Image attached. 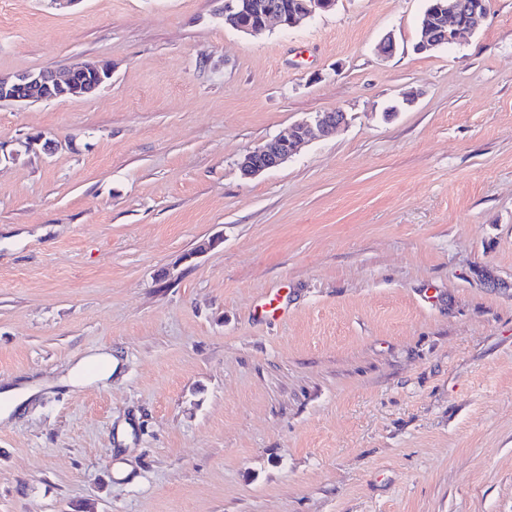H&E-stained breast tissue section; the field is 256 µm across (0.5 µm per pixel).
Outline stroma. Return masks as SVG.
<instances>
[{"mask_svg":"<svg viewBox=\"0 0 512 512\" xmlns=\"http://www.w3.org/2000/svg\"><path fill=\"white\" fill-rule=\"evenodd\" d=\"M426 4L0 0L1 75L112 64L0 103V512H512V0L419 53ZM292 10L276 9L259 0H227L224 24L246 34H260L271 25L296 27L319 12L334 8L337 0H296ZM111 68L99 61L78 62L66 70L41 69L4 77L0 75V102H50L83 97L111 78ZM346 122L345 112H317L246 153L238 163L239 169L245 177L258 176L287 162L311 137L316 134L327 136ZM112 361V349L88 354L71 367L69 373L61 379L60 383L76 389L97 381H110L112 380ZM98 363L104 365L103 370L96 374L89 373V368ZM39 385L7 387L3 391V405L0 406V419L8 420L13 413L21 410L23 404L39 392Z\"/></svg>","mask_w":512,"mask_h":512,"instance_id":"1","label":"stroma"}]
</instances>
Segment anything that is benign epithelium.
<instances>
[{
	"instance_id": "benign-epithelium-1",
	"label": "benign epithelium",
	"mask_w": 512,
	"mask_h": 512,
	"mask_svg": "<svg viewBox=\"0 0 512 512\" xmlns=\"http://www.w3.org/2000/svg\"><path fill=\"white\" fill-rule=\"evenodd\" d=\"M337 0H297L292 10L276 9L261 0H225L224 22L246 34H260L271 25L296 27L319 12L334 8ZM489 0H434L421 25L415 49L419 52L456 42L487 19ZM111 78V68L99 61L78 62L66 70L41 69L4 77L0 75V102H50L83 97ZM342 111L317 112L298 121L263 145L246 153L239 169L255 177L287 162L311 137L327 136L345 125Z\"/></svg>"
}]
</instances>
